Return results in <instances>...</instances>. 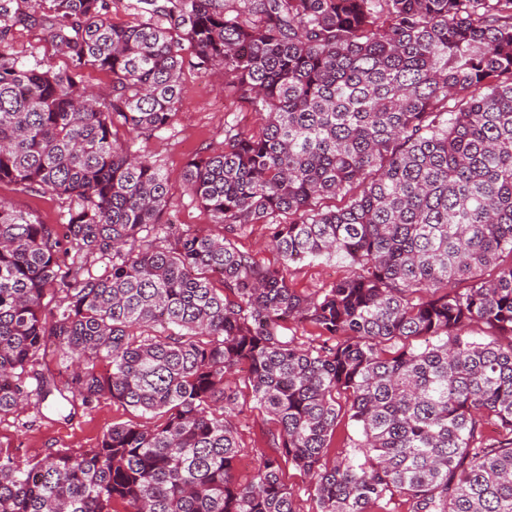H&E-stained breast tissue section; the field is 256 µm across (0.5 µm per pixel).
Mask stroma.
Segmentation results:
<instances>
[{"label": "stroma", "instance_id": "stroma-1", "mask_svg": "<svg viewBox=\"0 0 512 512\" xmlns=\"http://www.w3.org/2000/svg\"><path fill=\"white\" fill-rule=\"evenodd\" d=\"M9 50L26 63H40L53 70L68 67V59L58 53L45 30L14 26L8 36ZM184 87L172 123L154 136L135 141V148L155 161L169 178L167 211L176 229L202 235H218L221 225L190 196L182 174L186 163L202 149L222 147L224 127L234 123L244 132L258 131L263 116L244 102L232 101L224 89L221 73L197 69L191 52H184L181 67ZM0 199L19 211L33 214L47 224L59 223L64 206L60 199L0 185ZM349 272L346 263L335 258L303 262L290 267L288 278L296 291L309 294L326 287ZM238 403L242 408L233 422L241 452L234 471L238 481L251 479L264 455L269 454L268 438L275 423L266 413L254 408L251 393L240 388ZM153 425V415L135 411L106 398L91 406L63 404L60 409L28 406L23 412L0 416V449L14 455L19 462L44 457L58 448H90L97 444L113 424Z\"/></svg>", "mask_w": 512, "mask_h": 512}]
</instances>
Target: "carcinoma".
Listing matches in <instances>:
<instances>
[{"mask_svg": "<svg viewBox=\"0 0 512 512\" xmlns=\"http://www.w3.org/2000/svg\"><path fill=\"white\" fill-rule=\"evenodd\" d=\"M166 16L0 0V184L66 203L58 230L0 202V414L33 378L42 403L161 417L23 468L0 452V512H296L283 460L318 512L395 494L408 512H512V0H175ZM17 24L69 68L18 60ZM187 49L265 124L225 126L184 169L222 235L156 244L168 178L116 132L170 125ZM249 224L268 225L279 266L236 246ZM322 256L350 274L297 293L290 265ZM479 322L494 334L467 335ZM302 323L323 343L288 335ZM50 348L79 360L61 385L35 369ZM239 380L276 424L247 483ZM345 415L361 438L330 459Z\"/></svg>", "mask_w": 512, "mask_h": 512, "instance_id": "cac0c4a2", "label": "carcinoma"}]
</instances>
